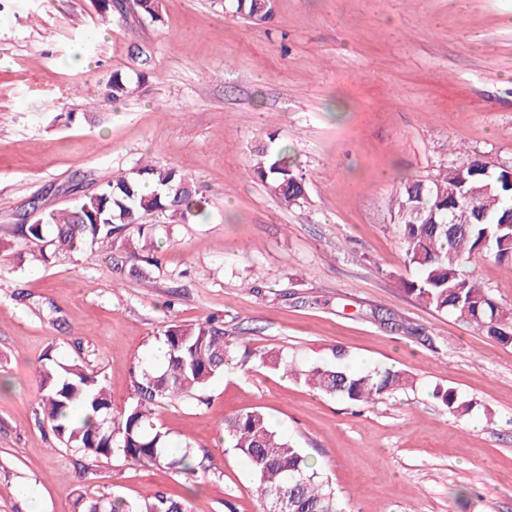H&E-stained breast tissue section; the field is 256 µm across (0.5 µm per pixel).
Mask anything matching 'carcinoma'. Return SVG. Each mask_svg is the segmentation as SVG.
I'll return each instance as SVG.
<instances>
[{"label":"carcinoma","instance_id":"obj_1","mask_svg":"<svg viewBox=\"0 0 512 512\" xmlns=\"http://www.w3.org/2000/svg\"><path fill=\"white\" fill-rule=\"evenodd\" d=\"M239 18L261 24L272 18L271 0H230ZM145 73L132 79L114 71L100 84L99 96L117 102L137 94ZM254 176L285 206L305 196V179L281 150L255 149ZM494 195H482L487 183ZM205 198L192 179L157 160L137 163L99 181L97 191L72 209L40 214L18 227L33 249L13 259L48 264L60 254L82 252L100 239L125 238L133 258L156 250L154 225L144 223L159 214L170 224L199 215ZM512 208V166L489 167L473 155L452 163L429 180H409L396 190L393 219L405 262L417 270L401 281L405 293L426 307L459 314L498 343L512 346V308L505 309L489 289L464 271L476 257H493L512 269V224L503 223ZM164 356L145 362L133 375L131 402L112 407L105 379L76 359L48 355L40 368L37 407L62 445L81 452L91 462L122 458L139 466L165 468L186 475L197 472L196 454L186 441L174 454L169 433L155 423L156 408L191 398L237 364L238 355L283 370L307 386L354 404L374 403L413 385L399 370L349 371L338 365L302 367L288 355L240 348L225 340L215 318L171 325L163 333ZM434 395L451 415L468 414L470 405L451 388ZM231 447L245 457L255 476L260 512H340L329 482L312 467L292 441L277 431L266 415L251 409L224 418ZM107 512H190L189 503L155 492L131 503L123 498H89L81 512H93L97 501Z\"/></svg>","mask_w":512,"mask_h":512}]
</instances>
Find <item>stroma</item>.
<instances>
[{
    "label": "stroma",
    "instance_id": "obj_1",
    "mask_svg": "<svg viewBox=\"0 0 512 512\" xmlns=\"http://www.w3.org/2000/svg\"><path fill=\"white\" fill-rule=\"evenodd\" d=\"M0 0V249L17 224L69 208L104 171L151 157L191 177L205 215L160 224L146 279L121 240L0 275V512H78L79 498L153 492L191 512H258L224 419L257 408L328 480L341 512H512V346L403 292L392 198L477 154L512 165V0H273L251 24L224 0ZM147 65L132 99L110 72ZM288 147L306 194L287 207L252 175ZM471 268L503 306L512 270ZM219 317L227 340L305 364L369 361L415 380L360 407L268 368L226 371L202 400L156 411L193 476L121 459L89 466L36 413L47 352L86 362L115 408L166 325ZM473 408L448 415L433 389ZM145 78L144 71L137 74L136 81L120 71H114L109 78L99 86V96L105 102H117L137 94Z\"/></svg>",
    "mask_w": 512,
    "mask_h": 512
}]
</instances>
